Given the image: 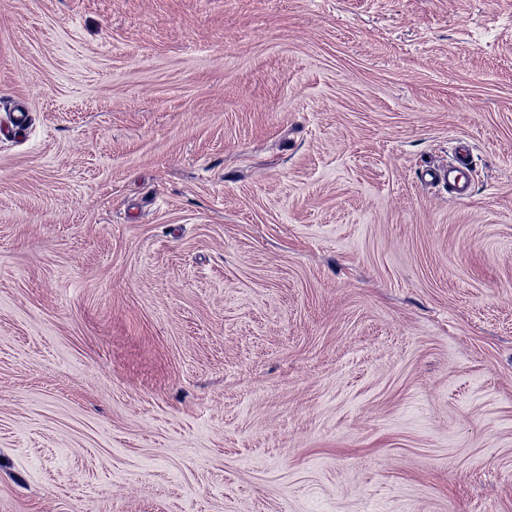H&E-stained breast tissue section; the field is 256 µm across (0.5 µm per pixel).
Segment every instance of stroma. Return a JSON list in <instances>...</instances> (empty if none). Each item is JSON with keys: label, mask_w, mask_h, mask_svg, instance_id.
<instances>
[{"label": "stroma", "mask_w": 512, "mask_h": 512, "mask_svg": "<svg viewBox=\"0 0 512 512\" xmlns=\"http://www.w3.org/2000/svg\"><path fill=\"white\" fill-rule=\"evenodd\" d=\"M17 105L0 512H512V0H0ZM469 169V155L461 149L454 163L433 174V179L448 186V193L456 200H464L470 195L469 180L466 171Z\"/></svg>", "instance_id": "35a3bbf8"}]
</instances>
